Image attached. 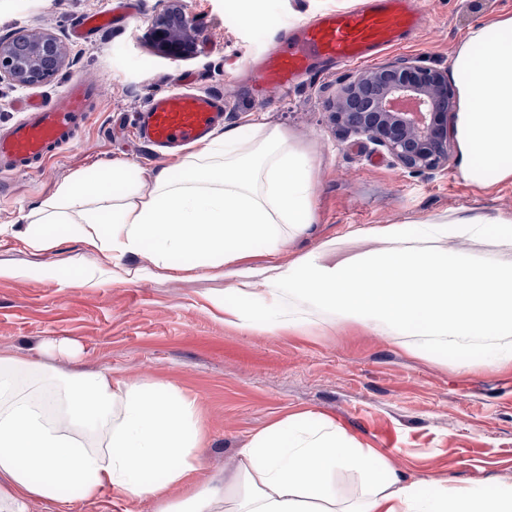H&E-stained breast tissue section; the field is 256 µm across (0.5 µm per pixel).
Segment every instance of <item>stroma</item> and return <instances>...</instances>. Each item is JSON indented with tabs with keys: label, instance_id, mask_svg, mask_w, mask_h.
<instances>
[{
	"label": "stroma",
	"instance_id": "obj_1",
	"mask_svg": "<svg viewBox=\"0 0 512 512\" xmlns=\"http://www.w3.org/2000/svg\"><path fill=\"white\" fill-rule=\"evenodd\" d=\"M357 2L253 0L262 21L251 24L241 19L238 0H179L194 20L197 46L180 61L154 53L148 41L150 22L168 0H135L129 19L83 41L73 29L115 0H10L0 9V37L49 31L71 49L69 64L30 91L0 82V132L19 119L23 96L53 99L77 73L101 85L77 140L42 171L10 178L0 194V354L40 364L42 375L60 386L82 370L177 386L195 399L205 432L203 466L191 476L200 484L233 469L239 449L258 432L311 413L335 422L357 447L394 446L388 459L410 479L493 495L512 485V360L487 367L477 348L463 361L452 354L426 358L356 324H316L277 336L259 326L246 330L225 322L214 305V296L231 285L216 272L171 278L141 255L131 262L146 275L119 283L66 225H53L62 240L47 252L16 236L24 228L21 212L75 172L116 160L176 168L179 157H155L136 138L135 125L153 97L185 83L223 94L225 127L262 117L311 154L317 220L281 261L357 229L451 211L512 213V183L489 191L469 184L454 158L443 169L413 174L385 149L340 131L333 104L350 68L313 76L285 96L249 94L245 65L279 32ZM425 8L418 36L384 52L382 61L415 58L450 68L459 39L477 23L512 12V0H425ZM59 264L81 273L83 282H63Z\"/></svg>",
	"mask_w": 512,
	"mask_h": 512
}]
</instances>
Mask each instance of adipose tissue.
<instances>
[{"instance_id":"adipose-tissue-1","label":"adipose tissue","mask_w":512,"mask_h":512,"mask_svg":"<svg viewBox=\"0 0 512 512\" xmlns=\"http://www.w3.org/2000/svg\"><path fill=\"white\" fill-rule=\"evenodd\" d=\"M451 68L463 179L484 189L512 182V14L470 29ZM313 175L312 157L259 120L206 139L175 170L115 162L75 173L22 214V241L52 250L46 225H68L119 282L141 278L125 260L143 254L169 271L180 258L191 270L223 268L234 284L213 302L242 328L276 334L310 326L325 311L338 326L419 337L425 353H462L478 339L492 367L512 352V262L477 264L466 249L480 242L512 252V215L385 224L366 232L374 248L352 251L334 236L279 262L315 221ZM257 253L265 265H250ZM35 373L0 356V512H27L33 499L69 512L68 490L92 500L106 488L118 499L153 497L157 512H336L330 476L339 469L366 482L352 512H512V486L492 496L425 487L307 415L255 435L223 482L191 485L203 444L194 399L172 385L103 372L72 374L58 398L27 391ZM97 432L103 447H88L86 435ZM177 483L187 484L186 495L167 500L165 489Z\"/></svg>"}]
</instances>
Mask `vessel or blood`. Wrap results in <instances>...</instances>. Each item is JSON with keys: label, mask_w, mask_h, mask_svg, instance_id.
I'll return each mask as SVG.
<instances>
[{"label": "vessel or blood", "mask_w": 512, "mask_h": 512, "mask_svg": "<svg viewBox=\"0 0 512 512\" xmlns=\"http://www.w3.org/2000/svg\"><path fill=\"white\" fill-rule=\"evenodd\" d=\"M424 21L419 0H360L356 8L319 14L287 31L250 63L249 90L257 97L286 94L314 70L351 66L403 44ZM99 93L90 77L77 74L53 100H22L21 119L0 133V178L29 174L34 164L70 144ZM223 120L222 95L171 92L148 104L140 135L158 150H170L208 136Z\"/></svg>", "instance_id": "vessel-or-blood-1"}]
</instances>
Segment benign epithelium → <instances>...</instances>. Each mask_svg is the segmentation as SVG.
I'll use <instances>...</instances> for the list:
<instances>
[{
    "label": "benign epithelium",
    "instance_id": "obj_1",
    "mask_svg": "<svg viewBox=\"0 0 512 512\" xmlns=\"http://www.w3.org/2000/svg\"><path fill=\"white\" fill-rule=\"evenodd\" d=\"M193 21L168 8L151 21L155 51L173 60L194 52ZM69 49L53 33L16 31L0 38V81L32 88L54 77L66 64ZM456 91L448 73L413 58H397L350 77L336 96V124L384 148L413 173L435 171L448 163V116L455 112Z\"/></svg>",
    "mask_w": 512,
    "mask_h": 512
}]
</instances>
